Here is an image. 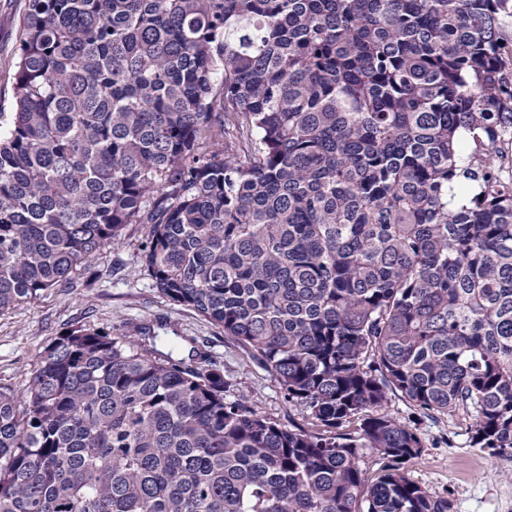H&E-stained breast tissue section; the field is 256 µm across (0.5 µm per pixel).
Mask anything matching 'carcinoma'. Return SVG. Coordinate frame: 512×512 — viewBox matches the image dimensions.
Instances as JSON below:
<instances>
[{
	"mask_svg": "<svg viewBox=\"0 0 512 512\" xmlns=\"http://www.w3.org/2000/svg\"><path fill=\"white\" fill-rule=\"evenodd\" d=\"M508 17L512 0H26L0 314L146 224L156 288L316 429L228 398L198 351L72 328L25 398L0 386V512H450L408 476L423 443L391 393L511 459Z\"/></svg>",
	"mask_w": 512,
	"mask_h": 512,
	"instance_id": "obj_1",
	"label": "carcinoma"
}]
</instances>
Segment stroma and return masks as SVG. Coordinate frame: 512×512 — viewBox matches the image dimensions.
I'll return each instance as SVG.
<instances>
[{"label": "stroma", "instance_id": "obj_1", "mask_svg": "<svg viewBox=\"0 0 512 512\" xmlns=\"http://www.w3.org/2000/svg\"><path fill=\"white\" fill-rule=\"evenodd\" d=\"M25 0H0V105L13 99V64ZM146 228L125 227L117 241L92 255L73 289L45 291L29 303L0 314V385L23 394L39 352L60 333L77 327H107L135 348L166 352L197 348L224 373L227 395L246 399L262 415L285 426L312 427L302 407L289 404L270 372L239 344L190 308L163 297L139 263ZM148 326L155 340L140 335ZM389 413L416 429L420 456L409 462V477L430 494L447 497L451 512H512V460L470 447L459 420L418 413L400 395L389 397Z\"/></svg>", "mask_w": 512, "mask_h": 512}]
</instances>
